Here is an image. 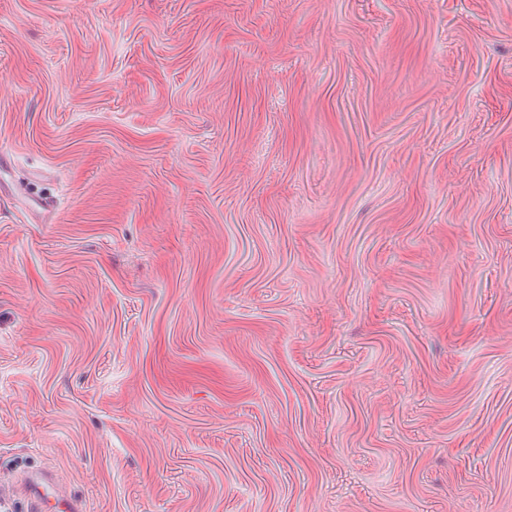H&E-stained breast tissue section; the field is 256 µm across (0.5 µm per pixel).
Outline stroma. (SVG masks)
<instances>
[{"instance_id": "obj_1", "label": "stroma", "mask_w": 512, "mask_h": 512, "mask_svg": "<svg viewBox=\"0 0 512 512\" xmlns=\"http://www.w3.org/2000/svg\"><path fill=\"white\" fill-rule=\"evenodd\" d=\"M0 481L83 512H512V0H0Z\"/></svg>"}]
</instances>
